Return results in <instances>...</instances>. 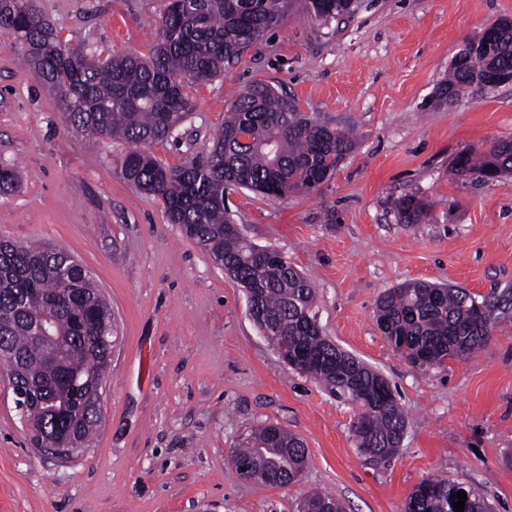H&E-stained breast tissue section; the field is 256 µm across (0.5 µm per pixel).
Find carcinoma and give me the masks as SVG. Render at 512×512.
<instances>
[{
  "label": "carcinoma",
  "instance_id": "1",
  "mask_svg": "<svg viewBox=\"0 0 512 512\" xmlns=\"http://www.w3.org/2000/svg\"><path fill=\"white\" fill-rule=\"evenodd\" d=\"M289 0H169L155 25L149 54L100 59L61 44L56 26L36 0H0V32L23 46L24 61L55 91L76 131L127 144L121 172L139 190L162 199L168 223L230 270L243 288L256 291V318L270 328L267 341L287 364L310 376L336 398L359 407L351 425L361 456L384 465L395 456L406 418L382 376L352 354L327 344L316 328L315 292L279 252L258 246L239 231L224 207L230 188L268 197L312 192L333 175L352 148L348 133L320 123L272 86L256 82L235 96L212 148L182 165H161L151 147L171 138L195 109L188 85L210 81L282 22ZM357 0H308L307 10L329 23L352 15ZM492 35L470 39L452 61L442 100H458L479 88L492 70L512 71V21L492 24ZM455 174L498 178L512 173V142L479 153L461 151ZM403 224H422L431 205L415 196L398 201ZM512 316V288L488 295L465 288L406 282L385 289L376 323L413 366L440 367L482 346L497 320ZM51 323L58 358L45 354L30 324ZM111 309L84 269L55 247H21L0 239V340L12 356L0 362L8 380L41 398L33 407L44 427L37 445L53 448L93 425L91 388L103 383L110 363ZM307 448L272 424L248 433L232 464L240 476L285 486L297 480ZM467 493L464 512H489L471 487L427 478L411 493L407 512H454L457 493ZM342 512L336 498L314 492L300 512Z\"/></svg>",
  "mask_w": 512,
  "mask_h": 512
}]
</instances>
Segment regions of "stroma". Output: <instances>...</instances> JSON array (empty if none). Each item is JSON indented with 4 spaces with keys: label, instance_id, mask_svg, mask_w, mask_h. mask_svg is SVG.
<instances>
[{
    "label": "stroma",
    "instance_id": "stroma-1",
    "mask_svg": "<svg viewBox=\"0 0 512 512\" xmlns=\"http://www.w3.org/2000/svg\"><path fill=\"white\" fill-rule=\"evenodd\" d=\"M167 0H37L68 46L147 53ZM512 19V0H359L352 18L312 20L293 0L223 76L189 87L196 107L152 151L167 166L204 155L234 93L255 81L321 123L353 132L336 173L313 193L228 191L251 242L278 250L316 290L323 335L378 371L407 416L398 451L376 467L354 444L356 406L284 364L248 314L243 289L167 223L162 201L120 173L123 145L69 130L58 96L0 38V237L64 250L112 308L118 340L103 417L86 452L35 448L0 366V512H298L312 491L345 512H405L433 475L512 512V319L465 360L418 369L376 324L381 292L403 282L475 294L512 287V174H452L462 150L512 141V85L440 103L464 41ZM432 206L400 223L396 203ZM272 423L301 437L296 484L239 477L231 455Z\"/></svg>",
    "mask_w": 512,
    "mask_h": 512
}]
</instances>
